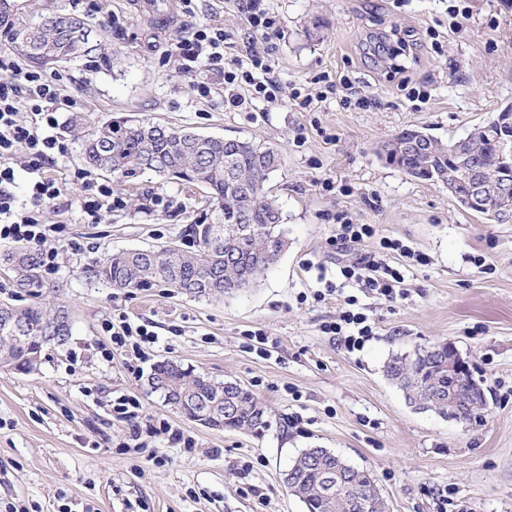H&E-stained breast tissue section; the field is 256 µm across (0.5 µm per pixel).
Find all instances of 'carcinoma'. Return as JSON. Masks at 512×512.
<instances>
[{
	"mask_svg": "<svg viewBox=\"0 0 512 512\" xmlns=\"http://www.w3.org/2000/svg\"><path fill=\"white\" fill-rule=\"evenodd\" d=\"M84 18L61 10L45 11L37 0H0V42L24 61L46 66L76 65L98 74L113 67L112 45L90 36ZM489 124L494 135L479 131L468 137V160L482 167L512 170V154L501 150L512 142V120ZM76 117L72 126L83 129ZM85 130V129H83ZM420 137L404 129L383 146L386 160L409 176L425 182L448 183V168L454 162L455 143L430 137L427 150L409 144ZM87 165L125 183L145 171L161 178H177L200 186L210 209L185 229L192 245L185 248L169 242L147 249L92 258L82 273L92 282L117 291H148L162 283L172 292L197 299L220 301L255 288L278 262L288 246L285 218L266 183L279 170L274 149L250 141L205 137L190 130H177L147 120H109L81 136ZM512 211V192L488 191L486 206L471 212L498 222V213ZM17 287L29 293L43 288L37 255L20 249L7 256ZM68 307H45L0 303V370L29 373L39 366L47 347L64 345L71 335ZM448 356V343L422 349L415 357H396L386 366L387 375L410 400L432 405L445 413L428 392L465 393L467 379H453L439 370V360ZM152 392L186 419L217 430H246L256 434L270 427L271 414L253 393L234 380L216 381L178 362L157 364L148 380ZM342 468L346 484L330 499L324 498L323 468ZM285 483L307 512H389L369 471L361 470L325 448H307L293 460Z\"/></svg>",
	"mask_w": 512,
	"mask_h": 512,
	"instance_id": "1",
	"label": "carcinoma"
}]
</instances>
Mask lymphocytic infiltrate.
<instances>
[{"instance_id": "obj_1", "label": "lymphocytic infiltrate", "mask_w": 512, "mask_h": 512, "mask_svg": "<svg viewBox=\"0 0 512 512\" xmlns=\"http://www.w3.org/2000/svg\"><path fill=\"white\" fill-rule=\"evenodd\" d=\"M176 53L184 63L216 72L224 81L228 92L224 102L230 107L240 108L261 99L271 101L280 91L273 66L264 56L253 53L244 61L226 58L223 29L194 27L191 35L177 44ZM22 102L29 108L31 122L18 118V105ZM70 104V99L62 97L57 84L43 71L22 68L12 56L0 53V240L38 250L41 266L48 272L56 271L57 255L47 249L46 243L58 237L63 227L44 223L41 211L46 204L64 196L65 186L45 177L44 171L64 153L53 131L58 112ZM18 157L22 158L24 169L34 176L29 198L23 204L17 202L11 190L15 180L12 164ZM74 176L88 190L80 200V208L90 217L124 208L123 197L111 184L95 182L84 168L75 170ZM336 223V233L330 241L334 249L342 251L365 239L376 244L375 255H360L340 266L341 276L387 301L401 296L403 281L400 270L388 264L390 255L416 265L427 262L422 253L401 240L383 235L377 225L356 224L344 214L337 216ZM322 330L336 337L350 352L361 349L373 334L367 315L353 295L345 297L336 319L325 323Z\"/></svg>"}]
</instances>
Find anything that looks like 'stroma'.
Here are the masks:
<instances>
[{
  "mask_svg": "<svg viewBox=\"0 0 512 512\" xmlns=\"http://www.w3.org/2000/svg\"><path fill=\"white\" fill-rule=\"evenodd\" d=\"M46 2L87 18L118 55L111 72L93 77L48 71L73 105L53 131L65 154L49 174L66 194L43 219L64 231L50 243L59 270L41 300L68 305L73 326L36 372L0 370V512H305L284 473L306 448L369 471L390 512H512V223L464 211L445 186L411 178L382 152L403 129L456 140L512 105V0H466L457 27L450 0H266L277 20L268 35L250 30L241 0H192L165 30L131 0ZM316 17L324 36L312 41L306 28ZM196 24L223 27L236 54L267 52L276 100L230 109L220 76L183 73L174 47ZM194 82L210 96L193 93ZM412 87L426 99L410 100ZM360 97L370 107H358ZM77 115L96 125L149 118L277 149L267 188L283 209L288 247L260 285L198 301L164 287L127 293L89 283L88 259L179 240L208 199L203 188L147 172L120 185L123 209L92 219L76 205L85 194L73 176L84 165L71 130ZM340 213L428 257L414 267L390 258L406 298L362 296L344 282L339 264L375 244L332 249ZM329 281L337 292L314 301ZM354 294L374 329L350 353L322 326ZM123 319L156 334L145 359L113 347L106 326ZM258 330L267 336L262 355L247 337ZM442 340L483 384V423L419 408L385 372L392 357ZM164 360L240 382L272 410L271 428L213 430L174 413L148 386ZM124 395L153 422L182 428L193 448L158 434L148 448L124 449L130 425L112 412Z\"/></svg>",
  "mask_w": 512,
  "mask_h": 512,
  "instance_id": "1",
  "label": "stroma"
}]
</instances>
